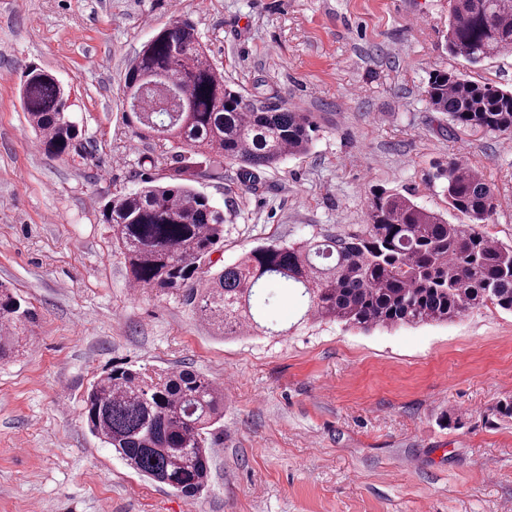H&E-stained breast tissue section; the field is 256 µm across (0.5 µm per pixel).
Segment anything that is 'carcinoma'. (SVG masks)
Masks as SVG:
<instances>
[{
    "label": "carcinoma",
    "instance_id": "cac0c4a2",
    "mask_svg": "<svg viewBox=\"0 0 512 512\" xmlns=\"http://www.w3.org/2000/svg\"><path fill=\"white\" fill-rule=\"evenodd\" d=\"M445 49L471 65L512 53V0H449ZM121 93L133 101L135 136L157 134L172 162L170 183L147 177L103 213L130 284L193 306L224 336L269 332L251 313V298L274 281L300 291L306 314L364 331L446 322L488 303L512 311V245L482 231L498 200L466 162L450 159L440 173L448 209L462 224L381 190L356 232L271 242L218 269L212 255L224 241V212L195 184L224 178L230 163L246 189H257L261 172L308 152L313 122L232 89L184 16L141 46ZM425 94L453 126L512 135V90L435 69ZM20 95L39 148L50 157L69 153L78 133L57 78L30 67ZM34 323L31 309L0 285V361L19 354ZM84 403L90 432L136 473L186 496L206 487L208 435L224 419V393L199 373L184 367L154 378L114 366Z\"/></svg>",
    "mask_w": 512,
    "mask_h": 512
}]
</instances>
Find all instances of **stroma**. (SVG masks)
<instances>
[{"label":"stroma","instance_id":"35a3bbf8","mask_svg":"<svg viewBox=\"0 0 512 512\" xmlns=\"http://www.w3.org/2000/svg\"><path fill=\"white\" fill-rule=\"evenodd\" d=\"M171 0H0V283L37 315L0 362V512H512V312L362 332L307 321L292 289L265 290L276 335L219 336L192 306L132 292L102 220L113 196L162 178L142 159L119 86ZM224 77L310 115L307 154L244 189L236 165L198 189L224 212L216 256L353 232L374 190L450 214L438 172L464 157L499 205L484 232L512 244V148L449 125L424 90L435 68L512 89V55L478 65L445 49L448 0H181ZM73 103L68 154L35 146L26 66ZM189 366L224 388L214 466L195 499L129 469L83 418L112 366Z\"/></svg>","mask_w":512,"mask_h":512}]
</instances>
